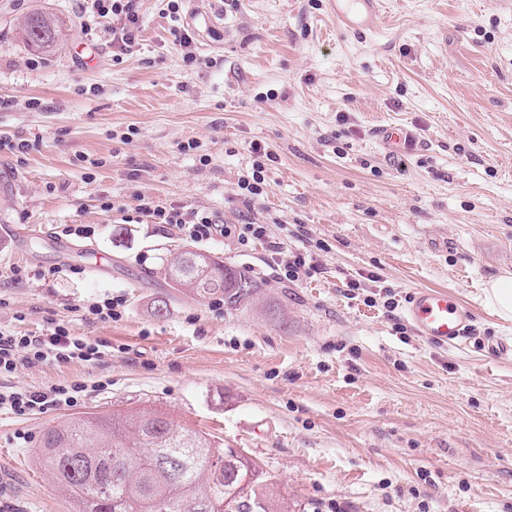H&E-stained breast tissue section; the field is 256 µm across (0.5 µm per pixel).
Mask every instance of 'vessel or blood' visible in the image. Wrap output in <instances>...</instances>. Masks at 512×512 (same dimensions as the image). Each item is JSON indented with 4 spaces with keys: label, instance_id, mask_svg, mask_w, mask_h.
Here are the masks:
<instances>
[{
    "label": "vessel or blood",
    "instance_id": "vessel-or-blood-1",
    "mask_svg": "<svg viewBox=\"0 0 512 512\" xmlns=\"http://www.w3.org/2000/svg\"><path fill=\"white\" fill-rule=\"evenodd\" d=\"M381 0H330L337 19L346 30L364 34L372 31L380 17ZM406 317L426 339L454 345L467 336L472 311L452 293L435 288H419L412 294Z\"/></svg>",
    "mask_w": 512,
    "mask_h": 512
}]
</instances>
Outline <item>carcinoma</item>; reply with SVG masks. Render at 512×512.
<instances>
[{"label":"carcinoma","instance_id":"cac0c4a2","mask_svg":"<svg viewBox=\"0 0 512 512\" xmlns=\"http://www.w3.org/2000/svg\"><path fill=\"white\" fill-rule=\"evenodd\" d=\"M20 32L26 46L41 51L55 47L61 35L55 17L39 10L24 18ZM204 257L173 253L162 272L195 296H220L232 306L247 303L253 291L226 287L224 272L249 285L250 275L226 265L202 279L197 265ZM40 445L38 464L75 501L77 512H226L230 477L239 464L224 444L152 410L65 419L43 433ZM270 485L258 473L249 490L256 512H288V503Z\"/></svg>","mask_w":512,"mask_h":512}]
</instances>
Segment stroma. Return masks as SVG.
<instances>
[{
	"label": "stroma",
	"mask_w": 512,
	"mask_h": 512,
	"mask_svg": "<svg viewBox=\"0 0 512 512\" xmlns=\"http://www.w3.org/2000/svg\"><path fill=\"white\" fill-rule=\"evenodd\" d=\"M329 4L183 0L173 18L140 0L139 39L122 51L108 19L86 44L76 0H0V138L29 145L0 149V327L37 336L53 318L112 346L99 365L11 378L91 392L0 415V512H75L36 462L45 430L150 408L241 449L290 512H512V357L489 350L512 320L482 294L512 271V0H386L366 35ZM36 9L62 24L47 53L20 39ZM177 29L210 66L183 62ZM383 126L416 135L392 161ZM257 161L250 206L237 183ZM141 196L269 238L159 232L135 214ZM67 224L96 225L72 244L106 256L102 271L49 247ZM299 231L327 250L323 273L292 285L267 266L268 241ZM197 249L253 277L250 304L217 309L164 277L163 258ZM418 288L470 303V339L419 336L403 310ZM110 293L126 300L121 319L81 317Z\"/></svg>",
	"instance_id": "1"
}]
</instances>
